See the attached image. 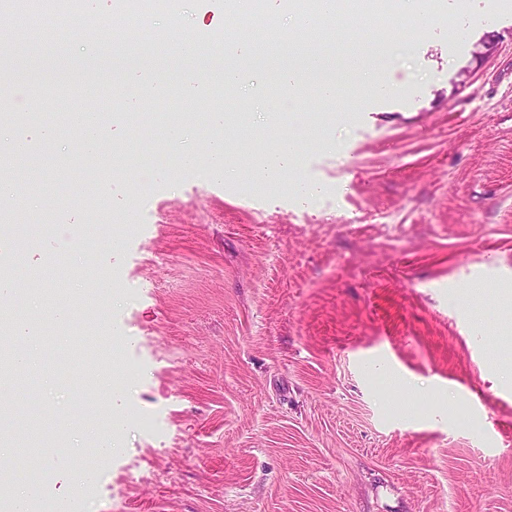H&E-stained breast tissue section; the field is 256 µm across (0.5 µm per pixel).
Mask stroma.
Masks as SVG:
<instances>
[{"mask_svg": "<svg viewBox=\"0 0 512 512\" xmlns=\"http://www.w3.org/2000/svg\"><path fill=\"white\" fill-rule=\"evenodd\" d=\"M113 15L101 0L92 40L73 26L0 39V103L29 116L10 127L28 149L0 175L37 174L0 218L34 340L5 399L75 420L64 447L40 441L52 512H512V0H441L413 17L412 44L366 53L386 93L352 77L354 109L311 92L275 125L266 68L225 91L224 0L146 8L119 62ZM173 21L206 59L202 98L247 114L226 132L237 156L299 139L276 181L181 165L167 126L201 154L207 116L125 94L142 67L172 91L191 78ZM484 38L496 47L478 61ZM76 69L94 76L76 109L99 113L114 166L92 183L61 166L82 153L60 94ZM42 125L54 140L34 139ZM133 404L154 428L125 422L122 452L97 454ZM83 465L95 480L78 502Z\"/></svg>", "mask_w": 512, "mask_h": 512, "instance_id": "stroma-1", "label": "stroma"}]
</instances>
